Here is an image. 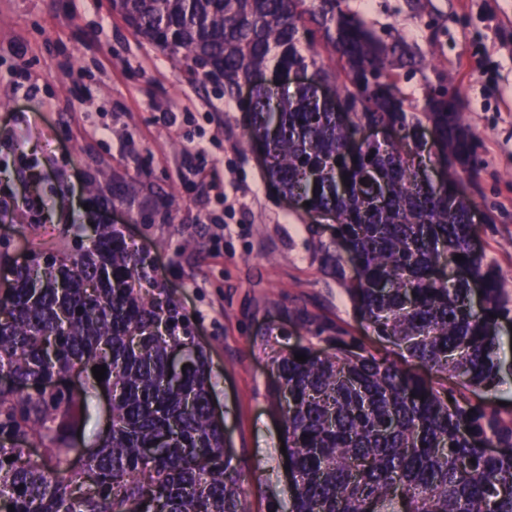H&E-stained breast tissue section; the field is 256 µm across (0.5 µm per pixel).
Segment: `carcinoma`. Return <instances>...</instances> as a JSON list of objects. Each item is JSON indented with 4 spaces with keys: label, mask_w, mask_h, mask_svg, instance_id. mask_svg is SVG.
<instances>
[{
    "label": "carcinoma",
    "mask_w": 512,
    "mask_h": 512,
    "mask_svg": "<svg viewBox=\"0 0 512 512\" xmlns=\"http://www.w3.org/2000/svg\"><path fill=\"white\" fill-rule=\"evenodd\" d=\"M112 11L230 98L270 67L313 69L292 94L253 89L245 131L265 146L270 181L309 202L306 213L335 215L347 257L327 248L324 262L381 341L464 387L500 383L498 327L512 301L474 243L471 202L410 160L427 123L436 161L476 173L462 99L440 90L413 104L399 70L419 61L341 0H112ZM317 37L334 68L320 63ZM325 82L347 111L322 101ZM366 124L393 139L354 146ZM81 228L65 226L58 246L30 243L23 265L0 253L10 285L0 297V375L10 379L0 382V512H142L146 501L155 512H247V474L211 416L212 376L188 316L111 225L89 241ZM272 370L290 498L271 512H398L400 499L405 512H512V423L495 412L338 329L288 345ZM103 390L110 432L76 469L73 442ZM33 442L38 456L25 452Z\"/></svg>",
    "instance_id": "obj_1"
}]
</instances>
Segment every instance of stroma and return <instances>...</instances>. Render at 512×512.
I'll use <instances>...</instances> for the list:
<instances>
[{"label":"stroma","instance_id":"35a3bbf8","mask_svg":"<svg viewBox=\"0 0 512 512\" xmlns=\"http://www.w3.org/2000/svg\"><path fill=\"white\" fill-rule=\"evenodd\" d=\"M343 6L419 58L401 83L409 99L444 88L464 100L477 143L476 232L512 298V0ZM13 127L27 128L22 149L44 180L14 164ZM32 189L52 202L46 218L34 223L22 208L0 216V250L23 261L30 240L57 239L77 215L88 224L107 215L191 320L225 436L249 471L248 508L268 512L288 479L270 397L273 352L261 336L303 342L337 327L377 358L393 356L324 266L333 225L311 223L269 183L237 102L136 36L110 0H0V192ZM455 396L512 419V375L493 392L459 386Z\"/></svg>","mask_w":512,"mask_h":512}]
</instances>
